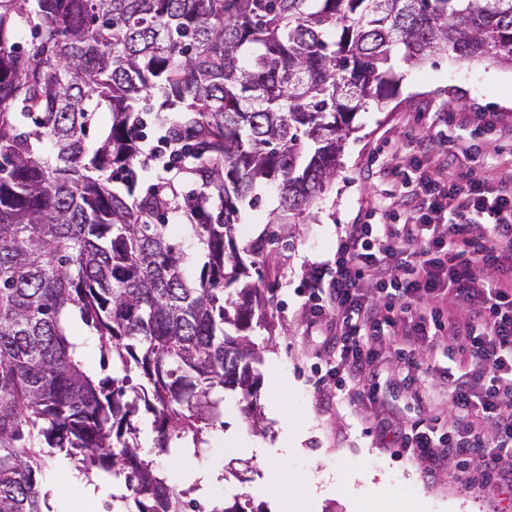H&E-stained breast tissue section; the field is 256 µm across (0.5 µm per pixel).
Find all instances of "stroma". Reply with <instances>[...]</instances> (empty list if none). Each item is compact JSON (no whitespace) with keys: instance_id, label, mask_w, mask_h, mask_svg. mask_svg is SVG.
Here are the masks:
<instances>
[{"instance_id":"stroma-1","label":"stroma","mask_w":512,"mask_h":512,"mask_svg":"<svg viewBox=\"0 0 512 512\" xmlns=\"http://www.w3.org/2000/svg\"><path fill=\"white\" fill-rule=\"evenodd\" d=\"M394 73L395 98L368 104L356 115L336 177L310 204L304 223H265L278 206L271 191H262L257 209H241L238 245L269 241L259 284L268 320L253 331L262 362L252 400L224 392L223 427L207 430L190 455L179 448L156 451L152 415L142 411L136 417L147 459L175 482H182L190 466L220 470L219 484L199 498L204 512L237 499L248 502L251 512H440L456 500L468 512H512V486L469 483L472 465L460 458L428 471L423 461L399 454L392 439L382 436L380 406L366 400L348 404L335 381H315L336 362L325 350L330 313L307 307L300 290L312 263L333 260L340 225L357 223L362 200L380 197L391 145L421 159L424 115L444 112L442 131L450 140H475L497 177L512 179L511 68L487 55L457 60L443 54L420 66L395 62ZM281 418L308 425L304 455L286 459L276 448ZM46 466L51 512H105L104 502L80 503L70 483L62 482L57 458H47ZM327 470L335 472L336 484L318 502L298 478ZM384 470L389 477L382 483L375 475Z\"/></svg>"}]
</instances>
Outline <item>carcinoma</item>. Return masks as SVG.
Returning <instances> with one entry per match:
<instances>
[{"label": "carcinoma", "instance_id": "obj_1", "mask_svg": "<svg viewBox=\"0 0 512 512\" xmlns=\"http://www.w3.org/2000/svg\"><path fill=\"white\" fill-rule=\"evenodd\" d=\"M395 47L512 67V0H0V512H44L47 448L124 477L137 512H202L133 417L165 452L223 424L215 389L252 394L268 240L237 245L240 207L273 183L265 223H300L357 113L395 94ZM157 161L175 173L142 198L114 186ZM74 311L143 382L87 371ZM182 224H190L188 220L183 219L179 224L176 225V230L172 229V233L170 236V242L174 244L175 246H179L184 248L188 251H194L195 252V271L198 274L201 266L203 265L204 261L206 260L203 252L198 250V244L196 240H192L189 238L188 235L185 233V227L182 226Z\"/></svg>", "mask_w": 512, "mask_h": 512}]
</instances>
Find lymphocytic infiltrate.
<instances>
[{"mask_svg": "<svg viewBox=\"0 0 512 512\" xmlns=\"http://www.w3.org/2000/svg\"><path fill=\"white\" fill-rule=\"evenodd\" d=\"M386 179L396 209L367 201L364 223L345 225L334 263L315 264L304 293L333 314L330 373L373 404L386 383L430 406L422 379L386 366L372 346L429 359L454 343L464 370L448 378L449 412L393 441L430 466L462 457L482 482L501 479L498 462L512 454V181L494 178L476 148L444 143L417 162L393 152ZM489 268L498 278H485Z\"/></svg>", "mask_w": 512, "mask_h": 512, "instance_id": "lymphocytic-infiltrate-1", "label": "lymphocytic infiltrate"}]
</instances>
